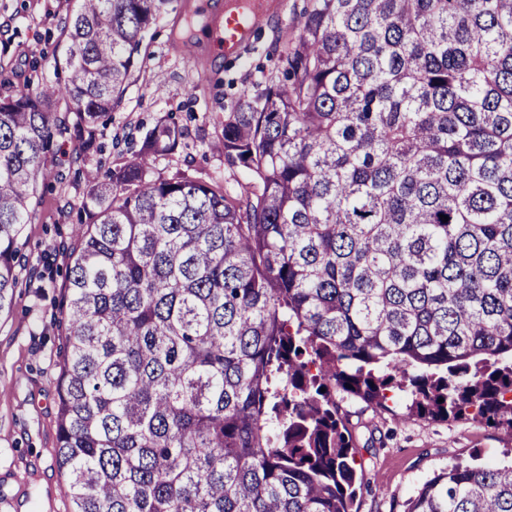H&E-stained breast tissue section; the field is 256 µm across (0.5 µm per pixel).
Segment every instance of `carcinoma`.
I'll return each mask as SVG.
<instances>
[{"label": "carcinoma", "instance_id": "cac0c4a2", "mask_svg": "<svg viewBox=\"0 0 512 512\" xmlns=\"http://www.w3.org/2000/svg\"><path fill=\"white\" fill-rule=\"evenodd\" d=\"M78 2L67 80L0 99V313L52 105L91 152L169 0ZM282 63L224 119L240 190L154 173L174 122L85 173L61 316L68 512H352L338 393L385 409L405 389L409 419L512 438V0H312ZM404 512H512V463L452 464Z\"/></svg>", "mask_w": 512, "mask_h": 512}]
</instances>
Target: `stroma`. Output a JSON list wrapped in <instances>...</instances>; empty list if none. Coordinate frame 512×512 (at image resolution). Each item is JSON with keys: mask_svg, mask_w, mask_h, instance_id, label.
<instances>
[{"mask_svg": "<svg viewBox=\"0 0 512 512\" xmlns=\"http://www.w3.org/2000/svg\"><path fill=\"white\" fill-rule=\"evenodd\" d=\"M238 0H171L146 38L121 102L99 125L101 151L80 157L70 131L54 134L55 156L40 180L32 219L20 235L12 309L0 314V512H67L56 460L57 388L66 350L58 329L62 284L74 239L73 205L86 191L88 169L109 170L133 159L156 124L176 118L178 147L155 156L154 172L186 171L237 187L245 176L224 164L216 145L233 106L271 79L298 34L309 0H270L234 54L221 53L214 33ZM76 0H0V98L64 80L66 18ZM384 411L348 406L356 460L368 487L354 512H403L427 478L459 461H503L512 441L469 418L405 419L391 393Z\"/></svg>", "mask_w": 512, "mask_h": 512, "instance_id": "stroma-1", "label": "stroma"}]
</instances>
